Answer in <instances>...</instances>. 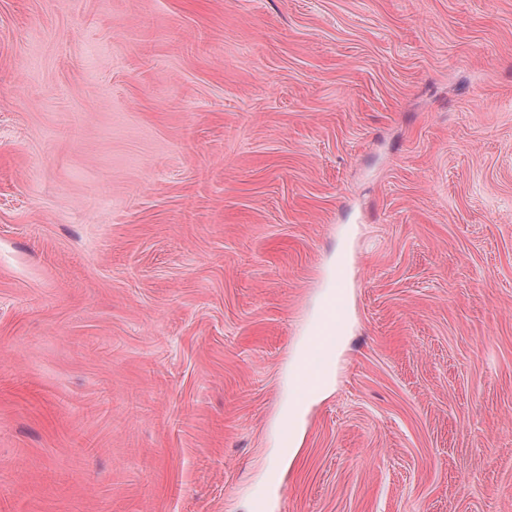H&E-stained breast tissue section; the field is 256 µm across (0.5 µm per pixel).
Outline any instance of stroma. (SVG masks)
<instances>
[{
  "label": "stroma",
  "instance_id": "35a3bbf8",
  "mask_svg": "<svg viewBox=\"0 0 512 512\" xmlns=\"http://www.w3.org/2000/svg\"><path fill=\"white\" fill-rule=\"evenodd\" d=\"M260 497L512 512V0H0V512ZM346 300L344 293H337L329 300L324 308L323 316L314 331L306 358L301 362V371L307 373L305 387L309 390L322 385L324 369L330 355L337 348V326L346 318ZM322 382V383H321ZM321 385L314 391L304 394L298 388L294 402L289 406L288 417L295 420L307 400L315 394Z\"/></svg>",
  "mask_w": 512,
  "mask_h": 512
}]
</instances>
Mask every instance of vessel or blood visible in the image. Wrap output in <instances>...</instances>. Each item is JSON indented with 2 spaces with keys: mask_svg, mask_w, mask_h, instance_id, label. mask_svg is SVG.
<instances>
[{
  "mask_svg": "<svg viewBox=\"0 0 512 512\" xmlns=\"http://www.w3.org/2000/svg\"><path fill=\"white\" fill-rule=\"evenodd\" d=\"M344 294H336L324 308L323 316L314 331L301 369L307 374V389L317 388L323 379L326 362L337 348V327L346 318Z\"/></svg>",
  "mask_w": 512,
  "mask_h": 512,
  "instance_id": "obj_1",
  "label": "vessel or blood"
}]
</instances>
